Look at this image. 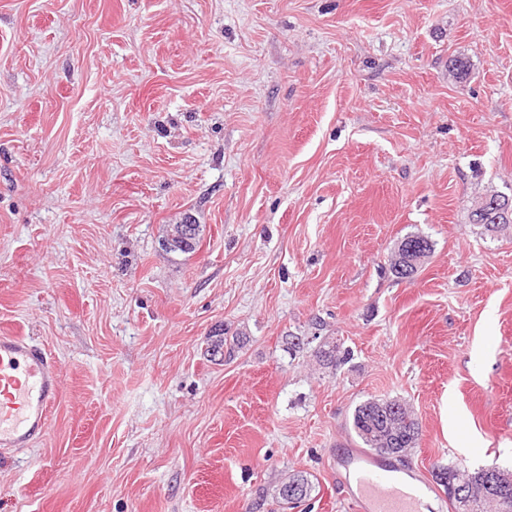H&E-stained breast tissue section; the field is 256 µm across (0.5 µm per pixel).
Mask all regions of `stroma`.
Listing matches in <instances>:
<instances>
[{"label": "stroma", "instance_id": "1", "mask_svg": "<svg viewBox=\"0 0 512 512\" xmlns=\"http://www.w3.org/2000/svg\"><path fill=\"white\" fill-rule=\"evenodd\" d=\"M494 192L512 0H0V335L62 378L46 438L0 453V512H249L296 472L305 512H347L371 398L414 411L400 466L450 512L434 469H512V227L471 221ZM409 234L434 251L400 280ZM193 228L194 226L192 224H171L169 234L164 240L165 246L170 247L167 249H169V251H180L182 253L193 252L199 243L200 233L195 236L192 244H187L186 247L175 246L179 245L181 242H183L181 245H184V242L194 237L197 230L193 231Z\"/></svg>", "mask_w": 512, "mask_h": 512}]
</instances>
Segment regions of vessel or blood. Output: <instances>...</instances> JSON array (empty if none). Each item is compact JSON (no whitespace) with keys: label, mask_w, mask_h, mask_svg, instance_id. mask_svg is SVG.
<instances>
[{"label":"vessel or blood","mask_w":512,"mask_h":512,"mask_svg":"<svg viewBox=\"0 0 512 512\" xmlns=\"http://www.w3.org/2000/svg\"><path fill=\"white\" fill-rule=\"evenodd\" d=\"M56 362L27 337L0 336V453L30 447L45 436L60 389ZM343 467L356 489L350 512H426L421 488L403 472L365 452L345 456Z\"/></svg>","instance_id":"1"}]
</instances>
